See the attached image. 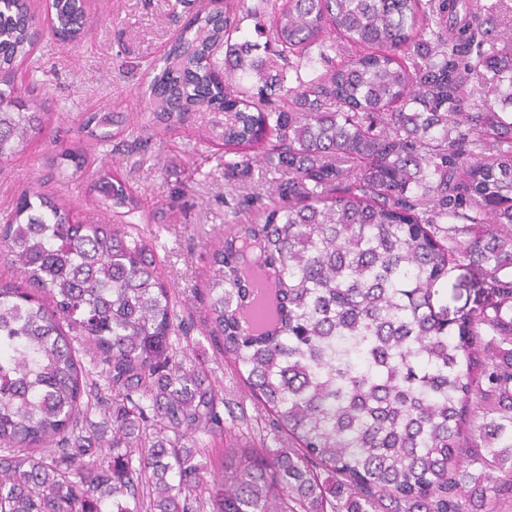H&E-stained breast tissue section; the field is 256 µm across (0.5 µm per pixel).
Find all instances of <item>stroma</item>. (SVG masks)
Returning <instances> with one entry per match:
<instances>
[{"label":"stroma","mask_w":512,"mask_h":512,"mask_svg":"<svg viewBox=\"0 0 512 512\" xmlns=\"http://www.w3.org/2000/svg\"><path fill=\"white\" fill-rule=\"evenodd\" d=\"M89 4L94 21L78 44L64 47L43 39L35 50L41 68H19L24 88L47 96L52 117L23 153L0 163V212L12 209L19 192L33 186L61 198L77 223H111L87 183H62L50 165L53 155L77 144L128 181L140 200L130 230L150 249L183 322L184 334L174 342L177 352L200 363L223 389L226 409L251 424L247 430L200 436L212 471L226 470L233 449L259 445L257 431L268 419L246 397L219 341L205 331L208 258L227 225L242 230L250 222L248 213L227 214L225 200L252 191L271 197L273 174L256 162L250 179H227L224 153L206 144L202 124L168 131L152 125L146 66L165 56L177 29L195 12L191 0L180 6L175 0ZM101 107L123 113L135 134L123 131L105 143L79 141L78 118Z\"/></svg>","instance_id":"stroma-1"}]
</instances>
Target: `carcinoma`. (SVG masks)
<instances>
[{
    "label": "carcinoma",
    "instance_id": "carcinoma-1",
    "mask_svg": "<svg viewBox=\"0 0 512 512\" xmlns=\"http://www.w3.org/2000/svg\"><path fill=\"white\" fill-rule=\"evenodd\" d=\"M85 2L52 0L62 41L90 23ZM246 17L259 32L269 18L276 73L235 40ZM490 22L479 0L196 10L151 65V115L170 130L208 113L228 177H249L257 158L279 174L276 200L225 201L252 215L273 276L246 274L226 234L210 254L206 326L285 440L237 448L231 475H212L195 435L224 431L223 397L176 360L169 288L145 246L124 224L72 222L28 187L0 217V259L28 283H0V512H474L466 478L496 512L512 482L458 472L483 446L512 475V119L468 87L490 70L512 104V52L483 49ZM333 33L367 52L320 71L311 50L328 63ZM42 36L24 0H0L1 162L49 121L16 84ZM120 124L102 108L79 133L105 142ZM94 166L81 147L57 161L67 181ZM92 190L118 220L139 209L108 169ZM461 267L482 273L479 301L450 317L437 284ZM75 336L115 403L96 446L90 415L106 407ZM479 409L496 417L478 424Z\"/></svg>",
    "mask_w": 512,
    "mask_h": 512
}]
</instances>
